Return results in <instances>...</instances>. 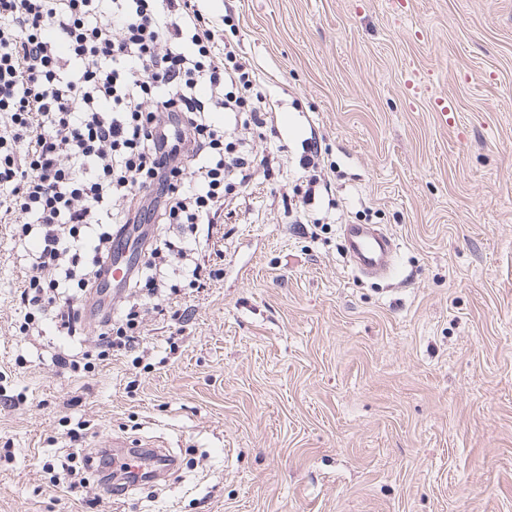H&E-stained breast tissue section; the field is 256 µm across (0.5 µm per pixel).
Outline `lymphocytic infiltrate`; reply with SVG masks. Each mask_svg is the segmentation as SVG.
Here are the masks:
<instances>
[{
	"instance_id": "obj_1",
	"label": "lymphocytic infiltrate",
	"mask_w": 512,
	"mask_h": 512,
	"mask_svg": "<svg viewBox=\"0 0 512 512\" xmlns=\"http://www.w3.org/2000/svg\"><path fill=\"white\" fill-rule=\"evenodd\" d=\"M0 211L33 242L20 295L28 321L75 335L113 235L129 224H214L274 154L230 125L272 107L250 62L199 0H0ZM197 242L156 239L130 287L157 295L161 267L204 287ZM138 305L104 320L103 353L142 339Z\"/></svg>"
}]
</instances>
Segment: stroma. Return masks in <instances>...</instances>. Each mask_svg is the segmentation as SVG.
<instances>
[{
  "mask_svg": "<svg viewBox=\"0 0 512 512\" xmlns=\"http://www.w3.org/2000/svg\"><path fill=\"white\" fill-rule=\"evenodd\" d=\"M231 14L280 169L197 235L219 278L145 301L135 352L22 332L31 246L0 223V512H512V0H202ZM446 95L442 125L430 100ZM328 189L296 223L312 174ZM396 243L357 272L341 227ZM153 439L168 477L113 497L87 456ZM72 459L77 488L56 479Z\"/></svg>",
  "mask_w": 512,
  "mask_h": 512,
  "instance_id": "stroma-1",
  "label": "stroma"
}]
</instances>
